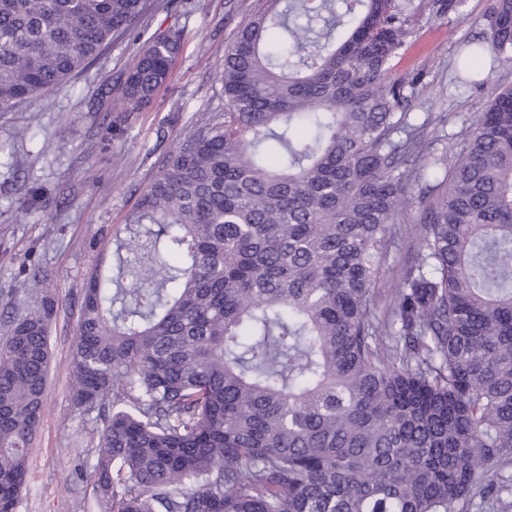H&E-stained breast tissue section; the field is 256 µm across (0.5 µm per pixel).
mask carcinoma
Returning <instances> with one entry per match:
<instances>
[{
    "label": "carcinoma",
    "instance_id": "obj_1",
    "mask_svg": "<svg viewBox=\"0 0 512 512\" xmlns=\"http://www.w3.org/2000/svg\"><path fill=\"white\" fill-rule=\"evenodd\" d=\"M147 0H0V109L88 68ZM463 0H426L436 17ZM269 0L90 276L70 368L100 412L107 512H512V86L414 168L412 0ZM467 67L512 68V0ZM176 33L120 85L141 112ZM420 229L379 288L401 225ZM47 301L0 340V512H17L51 362Z\"/></svg>",
    "mask_w": 512,
    "mask_h": 512
}]
</instances>
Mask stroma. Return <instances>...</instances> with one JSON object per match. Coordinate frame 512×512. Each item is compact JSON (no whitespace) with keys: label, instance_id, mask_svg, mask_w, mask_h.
Returning <instances> with one entry per match:
<instances>
[{"label":"stroma","instance_id":"stroma-1","mask_svg":"<svg viewBox=\"0 0 512 512\" xmlns=\"http://www.w3.org/2000/svg\"><path fill=\"white\" fill-rule=\"evenodd\" d=\"M490 0H464L459 13L414 17L411 45L393 62L396 79L419 77L410 99L415 123H427L424 147L439 153L448 135L473 127L491 91L512 85V71L456 83L464 45L483 30ZM265 0H153L134 28L113 40L60 89L0 112V338L38 294L54 302L46 409L29 449L18 512H106L93 491L97 412L71 401V346L86 283L112 272L113 233L126 224L165 157L224 109L220 73L234 34ZM180 30L184 49L153 104L131 116L113 103L139 50ZM123 126L114 136V126ZM39 293H32V285Z\"/></svg>","mask_w":512,"mask_h":512}]
</instances>
